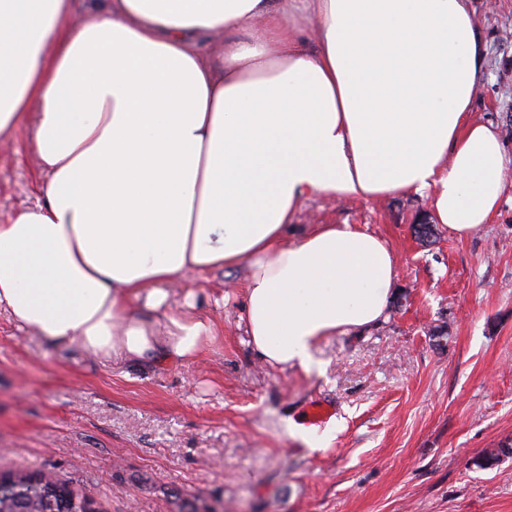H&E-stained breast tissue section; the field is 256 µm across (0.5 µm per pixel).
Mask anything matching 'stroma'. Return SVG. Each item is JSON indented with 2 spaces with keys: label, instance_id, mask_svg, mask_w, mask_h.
<instances>
[{
  "label": "stroma",
  "instance_id": "obj_1",
  "mask_svg": "<svg viewBox=\"0 0 512 512\" xmlns=\"http://www.w3.org/2000/svg\"><path fill=\"white\" fill-rule=\"evenodd\" d=\"M473 4L487 69L472 116L512 159V0ZM31 133L0 144V224L39 200ZM429 213L416 195L300 207L295 231L352 224L397 257L387 319L321 339L320 374L258 362L240 268L188 281L223 334L183 363L117 365L0 313V470L51 473L103 512H512V457L477 465L512 446V166L475 235L439 224L421 243ZM317 401L335 410L319 426Z\"/></svg>",
  "mask_w": 512,
  "mask_h": 512
}]
</instances>
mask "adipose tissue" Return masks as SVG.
Masks as SVG:
<instances>
[{"label":"adipose tissue","instance_id":"ef3b65f1","mask_svg":"<svg viewBox=\"0 0 512 512\" xmlns=\"http://www.w3.org/2000/svg\"><path fill=\"white\" fill-rule=\"evenodd\" d=\"M486 62L470 0H0V143L34 120L41 175L0 224V311L98 357L182 362L218 326L174 285L241 267L256 357L317 369L319 340L386 319L397 261L350 224L289 238L293 216L415 194L482 230L508 162L470 117Z\"/></svg>","mask_w":512,"mask_h":512}]
</instances>
